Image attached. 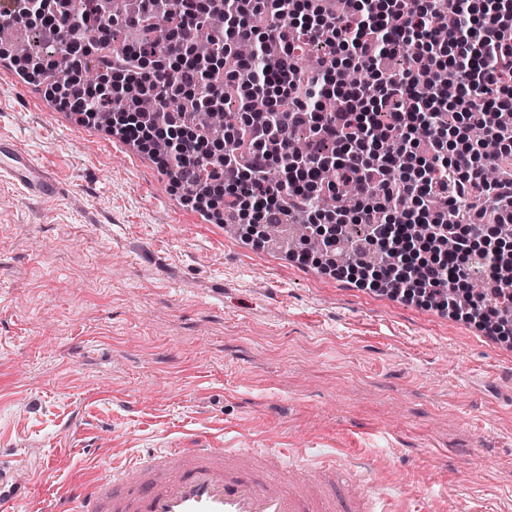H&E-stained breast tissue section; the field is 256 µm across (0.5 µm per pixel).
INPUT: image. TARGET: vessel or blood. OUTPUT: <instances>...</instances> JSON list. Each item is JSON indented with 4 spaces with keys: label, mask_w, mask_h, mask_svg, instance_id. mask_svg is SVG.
I'll return each mask as SVG.
<instances>
[{
    "label": "vessel or blood",
    "mask_w": 512,
    "mask_h": 512,
    "mask_svg": "<svg viewBox=\"0 0 512 512\" xmlns=\"http://www.w3.org/2000/svg\"><path fill=\"white\" fill-rule=\"evenodd\" d=\"M0 179L35 196L59 191L31 156L5 140ZM300 458L293 449L258 452L203 438L107 463L93 479L70 483L51 512H395L373 476L355 481L335 460L311 466ZM54 479L49 469L25 477L0 463V512H12L13 487Z\"/></svg>",
    "instance_id": "b4317fda"
}]
</instances>
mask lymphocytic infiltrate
Wrapping results in <instances>:
<instances>
[{
	"label": "lymphocytic infiltrate",
	"mask_w": 512,
	"mask_h": 512,
	"mask_svg": "<svg viewBox=\"0 0 512 512\" xmlns=\"http://www.w3.org/2000/svg\"><path fill=\"white\" fill-rule=\"evenodd\" d=\"M261 13L269 19L263 30L252 22ZM161 17L171 36L159 46ZM123 22L130 41L108 55L105 72L121 76L127 97L217 109L225 84L235 87L239 118L225 127L220 150H208V134L189 130L177 111L153 116L133 108L112 123L132 146L165 141L155 159L186 204L249 225L257 242L263 227L306 212L323 227L322 247L292 248L297 260L342 276L334 257L348 251L355 283L374 290L388 283L394 295L442 310L449 295L484 277L491 291L469 300L468 311L490 335L512 329V253L484 238L489 222L512 223V126L500 121L512 112V0H133ZM204 22L216 50L207 60L191 50ZM11 23L69 35V58L85 49L84 29L105 47L113 25L105 0H77L64 10L51 0H0V26ZM271 41L278 56L260 61ZM241 43L254 47L256 59L225 70V56ZM313 46L322 53L308 73L298 62ZM348 68L362 70L366 86L345 84ZM47 92L84 123L110 104L68 74ZM449 114L454 123H446ZM302 130L314 144L295 159L289 147ZM477 131L496 143V153L476 147ZM328 167L335 172L329 182L322 177ZM492 168L500 175L490 181ZM228 169L236 173L230 191ZM348 185L356 192L352 209L317 208L318 198L339 196ZM459 206L471 212L462 235L450 219ZM417 224L437 255L411 267L404 246ZM480 238L484 246L474 248Z\"/></svg>",
	"instance_id": "lymphocytic-infiltrate-1"
}]
</instances>
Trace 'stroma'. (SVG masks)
<instances>
[{
    "label": "stroma",
    "mask_w": 512,
    "mask_h": 512,
    "mask_svg": "<svg viewBox=\"0 0 512 512\" xmlns=\"http://www.w3.org/2000/svg\"><path fill=\"white\" fill-rule=\"evenodd\" d=\"M0 139L62 189L0 182V448L57 474L17 512L196 432L344 454L424 512H512V338L194 223L9 57Z\"/></svg>",
    "instance_id": "35a3bbf8"
}]
</instances>
